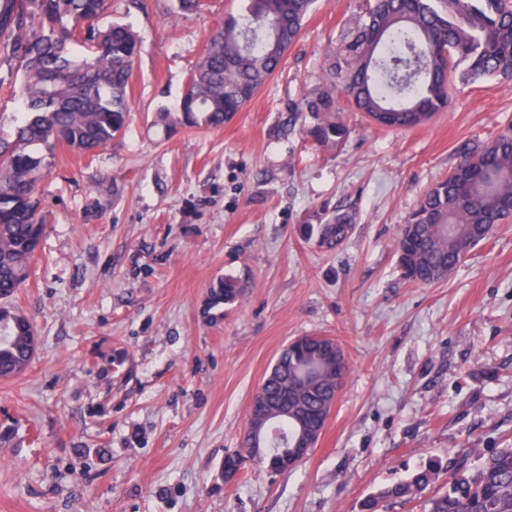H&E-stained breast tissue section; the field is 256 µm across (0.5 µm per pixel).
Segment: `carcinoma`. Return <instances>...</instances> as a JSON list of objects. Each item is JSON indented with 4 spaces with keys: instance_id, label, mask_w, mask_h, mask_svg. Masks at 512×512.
Instances as JSON below:
<instances>
[{
    "instance_id": "cac0c4a2",
    "label": "carcinoma",
    "mask_w": 512,
    "mask_h": 512,
    "mask_svg": "<svg viewBox=\"0 0 512 512\" xmlns=\"http://www.w3.org/2000/svg\"><path fill=\"white\" fill-rule=\"evenodd\" d=\"M315 0H244L211 34L190 73L178 112L159 121L189 130L230 121L279 69L298 39ZM109 0H0V49L18 63L0 86L19 80L22 112L11 139L0 137V377L30 363L36 331L9 304L28 280L45 231L35 196L43 158L29 151L59 145L87 153L121 135L130 112L128 83L138 52L130 27L93 25ZM512 82V0H357L356 11L326 53L324 85L295 101L290 111L318 146L350 133L341 101L370 122L391 130L425 125L448 108L458 80ZM512 220V127L493 139L465 143L448 178L421 197L395 243L402 277L431 285L450 275L466 254ZM355 214L337 210L323 239L340 241ZM240 287L224 280L211 290L204 313L234 302ZM342 347L325 336H302L279 353L255 396L280 407L269 447L291 446L299 421L322 411L342 389L348 362L323 372L306 390L283 399L295 379L320 364L321 351ZM434 469L414 472L364 504L379 512L384 501H409L434 483ZM427 512H512V446L473 468H452L448 488L427 500Z\"/></svg>"
}]
</instances>
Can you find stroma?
Here are the masks:
<instances>
[{
    "label": "stroma",
    "instance_id": "obj_1",
    "mask_svg": "<svg viewBox=\"0 0 512 512\" xmlns=\"http://www.w3.org/2000/svg\"><path fill=\"white\" fill-rule=\"evenodd\" d=\"M112 0L99 27L141 46L125 133L95 155L57 147L38 186L46 233L12 303L33 358L0 379V512H362L428 466L434 490L463 448L512 445V223L446 279L404 280L394 241L458 148L512 126V82L454 84L445 112L388 132L345 112L349 137L312 146L290 102L322 85L324 52L354 10L317 0L281 72L223 127L157 124L211 31L240 0ZM356 215L339 245L320 218ZM240 298L214 320L217 281ZM327 336L349 372L296 469L224 458L281 350ZM240 294V287L234 280H224L220 281L216 288L211 290V296L209 302L204 309V314H208L209 312L224 304H229L234 302Z\"/></svg>",
    "mask_w": 512,
    "mask_h": 512
}]
</instances>
